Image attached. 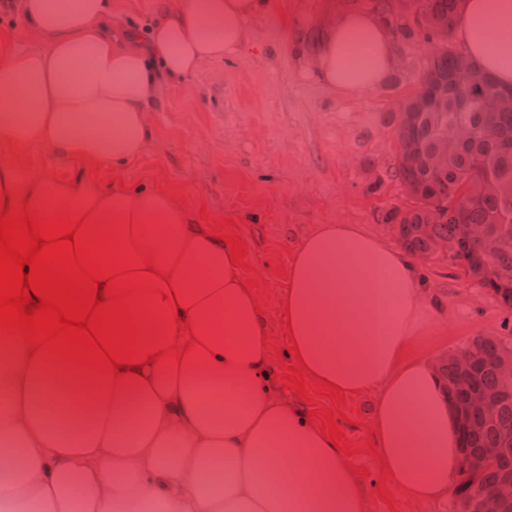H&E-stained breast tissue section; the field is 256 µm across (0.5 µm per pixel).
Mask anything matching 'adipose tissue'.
<instances>
[{
  "instance_id": "1",
  "label": "adipose tissue",
  "mask_w": 512,
  "mask_h": 512,
  "mask_svg": "<svg viewBox=\"0 0 512 512\" xmlns=\"http://www.w3.org/2000/svg\"><path fill=\"white\" fill-rule=\"evenodd\" d=\"M264 5L169 0L143 30L113 22L109 0H0V24L50 40L44 50L0 46V144L72 165L60 176L0 162V194L42 217L83 219L82 246L131 292L137 359L161 355L116 379L5 336L0 512H363L343 452L275 393L265 321L230 245L209 238L182 200L98 178L142 155L160 87L245 43L244 21ZM456 33L478 68L512 86V0H463ZM311 65L338 91L376 89L396 68L390 24L342 13ZM148 257L156 273L144 272ZM279 305L308 378L349 397L376 391L370 440L390 487L412 500L446 495L463 438L422 344L449 311L409 253L357 224L320 225L294 243ZM334 327L354 353L330 340Z\"/></svg>"
}]
</instances>
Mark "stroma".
I'll use <instances>...</instances> for the list:
<instances>
[{
	"label": "stroma",
	"mask_w": 512,
	"mask_h": 512,
	"mask_svg": "<svg viewBox=\"0 0 512 512\" xmlns=\"http://www.w3.org/2000/svg\"><path fill=\"white\" fill-rule=\"evenodd\" d=\"M247 22L251 38L221 59L203 61L165 84L159 111L147 113L151 141L141 157L103 174L127 185L151 183L205 210L208 224L234 220L261 294L271 336L270 365L290 364L288 338L277 308L287 285L293 240L318 224H358L399 246L390 211L416 202L397 175V129L402 104L416 95L434 46L422 37L396 38L400 65L375 91L348 96L322 84L309 61L318 51L320 22L345 11H369L373 0H269ZM419 276L448 307V334L433 340L447 357L475 338L512 347V309L445 255L416 257ZM375 392L348 399L341 423L354 451L350 462L368 470L364 512H458L448 495L386 503L375 490L383 474L368 451Z\"/></svg>",
	"instance_id": "stroma-1"
}]
</instances>
